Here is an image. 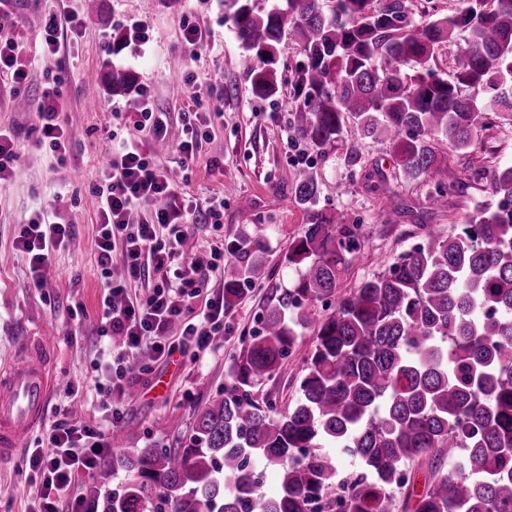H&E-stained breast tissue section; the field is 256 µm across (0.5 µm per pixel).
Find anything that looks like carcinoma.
<instances>
[{"mask_svg": "<svg viewBox=\"0 0 512 512\" xmlns=\"http://www.w3.org/2000/svg\"><path fill=\"white\" fill-rule=\"evenodd\" d=\"M224 0L245 50L241 63L260 98L278 87V45L300 50L290 125L318 153L355 125L361 158L368 138L391 141L402 171L448 198L447 166L433 147L473 151L489 113L512 123V0H463L451 15L408 20L403 0ZM468 49L451 78L433 68L455 31ZM112 90L132 72L114 68ZM307 223L285 255L298 272L275 292L228 370L224 390L195 415L178 448H118L103 459V482L87 490L88 512H512V166L492 172L491 200L446 236L338 293L358 250L359 225L318 208L310 167L294 174ZM256 260L224 282V308L259 277ZM325 303L318 314L312 303ZM312 350L296 398L282 410L257 399L281 375L296 341ZM328 448L357 456L363 472L336 498ZM260 459L279 489L260 492ZM458 465L448 470L445 462ZM424 461L428 476L415 491ZM127 481L112 488V474Z\"/></svg>", "mask_w": 512, "mask_h": 512, "instance_id": "cac0c4a2", "label": "carcinoma"}]
</instances>
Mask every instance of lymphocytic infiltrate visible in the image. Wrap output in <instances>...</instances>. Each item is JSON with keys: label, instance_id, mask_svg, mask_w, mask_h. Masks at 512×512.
Returning a JSON list of instances; mask_svg holds the SVG:
<instances>
[{"label": "lymphocytic infiltrate", "instance_id": "f902f5d3", "mask_svg": "<svg viewBox=\"0 0 512 512\" xmlns=\"http://www.w3.org/2000/svg\"><path fill=\"white\" fill-rule=\"evenodd\" d=\"M62 90L59 77H52L37 98L40 142L48 146L57 163H65L68 143L59 114ZM94 193L98 199V234L95 264L103 281L101 337H119V345L97 365L94 386L104 394L106 422L77 424L53 420L41 445L26 448L23 464L33 474L28 512H81L82 501L73 487L79 476L95 472L110 448V429L123 418L112 397L124 393L133 362L142 351L155 358L170 356L174 342L209 349L224 332V298L206 299L201 312L191 302L200 297L210 272L224 260L223 247L211 248L206 262L188 260L184 245L189 224L199 209L175 190L167 174L143 153L136 140L123 142L110 154L103 180ZM205 211L208 219L219 216L215 207ZM70 225L38 215L21 225L14 239L16 250L28 261L34 288L44 285V271L52 254L63 248ZM122 269L121 281L112 277L113 265ZM154 280L149 293L130 296L127 282L143 277ZM181 324L179 338H171L174 324Z\"/></svg>", "mask_w": 512, "mask_h": 512}]
</instances>
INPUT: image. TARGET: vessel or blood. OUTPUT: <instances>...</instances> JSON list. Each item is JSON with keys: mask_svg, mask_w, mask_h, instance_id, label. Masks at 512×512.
<instances>
[{"mask_svg": "<svg viewBox=\"0 0 512 512\" xmlns=\"http://www.w3.org/2000/svg\"><path fill=\"white\" fill-rule=\"evenodd\" d=\"M51 351V340L40 336L0 367V459L13 457L42 420L53 387Z\"/></svg>", "mask_w": 512, "mask_h": 512, "instance_id": "vessel-or-blood-1", "label": "vessel or blood"}]
</instances>
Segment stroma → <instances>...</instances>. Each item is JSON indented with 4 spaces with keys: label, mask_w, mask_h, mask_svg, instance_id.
Here are the masks:
<instances>
[{
    "label": "stroma",
    "mask_w": 512,
    "mask_h": 512,
    "mask_svg": "<svg viewBox=\"0 0 512 512\" xmlns=\"http://www.w3.org/2000/svg\"><path fill=\"white\" fill-rule=\"evenodd\" d=\"M44 0H12L16 21L13 38L24 46L21 61L28 71L26 96L36 100L46 73L59 75L62 85L60 121L68 136L65 164L39 144L38 117L23 110L7 78L0 77V129L15 134L18 157L11 184L0 188V364L10 361L26 339L50 336L54 349L49 368L54 385L48 413H69L71 421L100 417L101 396L92 379L94 364L107 350L97 332L103 285L94 269L99 222L92 188L98 184L112 144L141 139L154 164L167 171L177 190L204 203L223 200L219 225L191 224L195 252L207 256L211 246L238 239L259 241L265 264L260 280L250 282L224 314V333L210 350L177 346L167 359L142 353L129 392L121 397L125 445L173 448L189 433L194 415L224 388L228 367L242 339L261 329V317L273 288L291 287L297 277L284 256L306 222L296 205L291 184L297 166L313 164L320 184V208L361 226L360 250L342 288L358 286L384 271L398 257L421 243L418 225L434 233L466 223L478 202L489 200V179L472 182L471 172L512 166V125L498 123L481 134L474 152L462 155L445 149L448 180L456 192L442 210L431 211L435 189L424 178L404 176L388 140H366L362 158L346 168V141L326 155H317L295 138L289 118L293 106L297 64L296 45L278 48L281 77L275 95L259 99L240 66L243 48L221 0H103L100 11L87 0H59L62 13L75 16L77 26L61 37L57 55L44 52ZM192 23L208 33L197 50L183 45L182 25ZM144 40L112 43L131 26ZM132 71L137 85L146 86L154 111L180 122L182 112L212 110L209 85L221 81L223 114L214 118L194 159L183 161L173 142L152 139L149 130H135L126 115L138 111L135 91H113L106 79L111 68ZM192 73L185 84L184 73ZM58 208L72 226L64 248L53 253L42 290L28 288V263L13 245L21 224L43 208ZM312 345L310 333L299 336L286 371L263 387L277 405L289 403L304 375L303 359ZM163 392H156V380ZM29 475L21 456L0 460V512H26Z\"/></svg>",
    "instance_id": "1"
}]
</instances>
